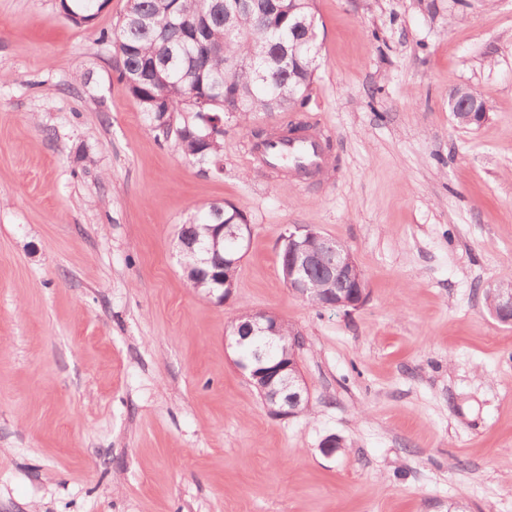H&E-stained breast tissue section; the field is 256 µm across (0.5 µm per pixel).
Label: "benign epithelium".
<instances>
[{"label":"benign epithelium","mask_w":512,"mask_h":512,"mask_svg":"<svg viewBox=\"0 0 512 512\" xmlns=\"http://www.w3.org/2000/svg\"><path fill=\"white\" fill-rule=\"evenodd\" d=\"M451 111L462 124L473 125L483 122L486 116L485 102L467 87H458L449 96ZM219 232L229 231L233 255L224 259V266L239 268L244 257L246 243L250 240L251 224L243 220L241 224L217 225ZM286 256V282L298 297H309L311 269L322 271L321 306L330 310L349 313L358 309L367 296L366 282L362 270L351 252L341 243L324 236L309 225H294L281 237ZM283 321L270 312L251 314L247 330L251 336H263L268 343L281 338ZM303 345L301 339L293 344L291 356L265 368L261 363L265 352L256 351L257 367L239 365L250 379L255 381L264 403L271 414L279 417H293L301 413L308 403L304 397L306 388L299 371L298 350Z\"/></svg>","instance_id":"benign-epithelium-1"}]
</instances>
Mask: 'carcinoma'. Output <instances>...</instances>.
<instances>
[{"label": "carcinoma", "instance_id": "obj_1", "mask_svg": "<svg viewBox=\"0 0 512 512\" xmlns=\"http://www.w3.org/2000/svg\"><path fill=\"white\" fill-rule=\"evenodd\" d=\"M67 21L82 26L78 14L94 19L99 0H67ZM306 21V27L297 21ZM118 80L148 118L159 142L174 134L186 158L199 164L221 161L224 132L204 141V116L228 112L246 119L252 112H295L309 98L318 68L317 26L313 0H274L268 9L259 0H135L114 34ZM178 112L194 120L178 126L161 124ZM241 211L214 206L193 214L180 230L211 245L213 224H237ZM207 254L184 250L183 270L190 284L213 297L224 284L203 278Z\"/></svg>", "mask_w": 512, "mask_h": 512}]
</instances>
